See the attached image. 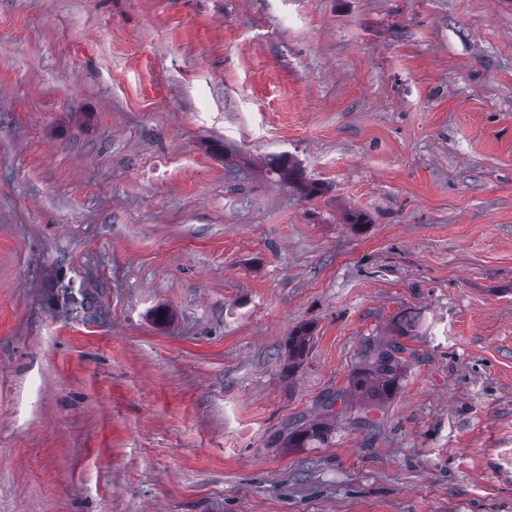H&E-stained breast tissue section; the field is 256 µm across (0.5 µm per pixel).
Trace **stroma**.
<instances>
[{
    "mask_svg": "<svg viewBox=\"0 0 512 512\" xmlns=\"http://www.w3.org/2000/svg\"><path fill=\"white\" fill-rule=\"evenodd\" d=\"M0 512H512V0H0ZM264 166L267 168L268 173L277 176L307 196H314L320 192L317 184L306 179L300 164L288 154L267 155L264 158ZM403 346L393 341L370 355L369 365L356 371L348 382V391L371 401L388 399L399 379V354ZM344 401V391L336 392V396L329 398L324 403V419H320L300 429H296L288 434V440L284 448H309L310 445L322 443L333 430V425L328 417L336 418V412L333 406L338 401Z\"/></svg>",
    "mask_w": 512,
    "mask_h": 512,
    "instance_id": "1",
    "label": "stroma"
}]
</instances>
